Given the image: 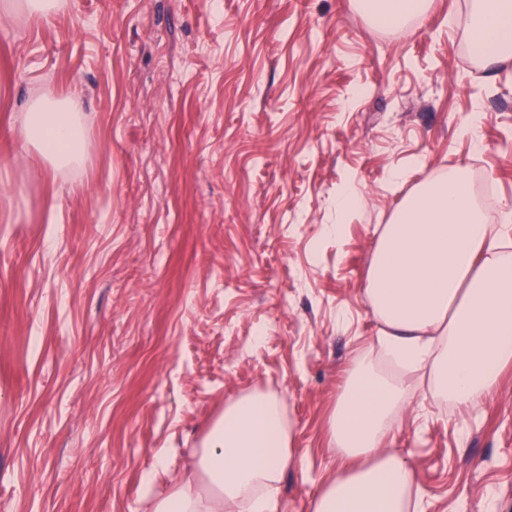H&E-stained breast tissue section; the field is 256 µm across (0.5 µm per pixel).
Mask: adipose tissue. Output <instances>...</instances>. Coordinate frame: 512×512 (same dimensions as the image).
I'll list each match as a JSON object with an SVG mask.
<instances>
[{
  "label": "adipose tissue",
  "instance_id": "ef3b65f1",
  "mask_svg": "<svg viewBox=\"0 0 512 512\" xmlns=\"http://www.w3.org/2000/svg\"><path fill=\"white\" fill-rule=\"evenodd\" d=\"M470 9L483 62L511 58L512 0H470ZM17 129L52 168L84 160L77 95L32 98ZM367 295L384 326L379 346L404 367L427 369L433 395L477 405L512 365V254L488 234L464 174L405 200L379 240ZM405 394L367 360L354 363L330 422L344 465L310 512H408L414 466L385 446ZM296 458L277 397L241 396L225 405L191 470L152 500L151 512H281V482Z\"/></svg>",
  "mask_w": 512,
  "mask_h": 512
}]
</instances>
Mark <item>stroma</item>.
Returning a JSON list of instances; mask_svg holds the SVG:
<instances>
[{
  "label": "stroma",
  "mask_w": 512,
  "mask_h": 512,
  "mask_svg": "<svg viewBox=\"0 0 512 512\" xmlns=\"http://www.w3.org/2000/svg\"><path fill=\"white\" fill-rule=\"evenodd\" d=\"M471 43L469 0L414 25L357 0L0 11V512H147L250 392L281 402L298 451L281 496L308 512L361 356L406 389L387 446L423 512H512V368L472 408L425 395L376 346L366 292L385 225L441 172L491 183L490 232L512 216V66ZM37 93L79 97V168L23 146ZM350 176L365 206L334 239Z\"/></svg>",
  "instance_id": "1"
}]
</instances>
